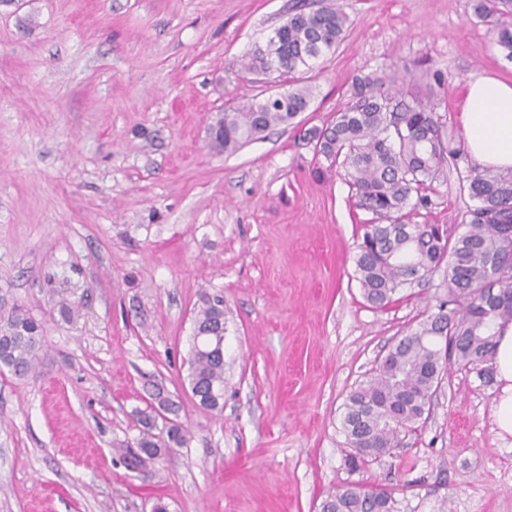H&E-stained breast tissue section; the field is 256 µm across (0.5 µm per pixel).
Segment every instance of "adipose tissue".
<instances>
[{
	"instance_id": "obj_1",
	"label": "adipose tissue",
	"mask_w": 512,
	"mask_h": 512,
	"mask_svg": "<svg viewBox=\"0 0 512 512\" xmlns=\"http://www.w3.org/2000/svg\"><path fill=\"white\" fill-rule=\"evenodd\" d=\"M469 154L490 169L512 168V82L481 75L469 81L460 114ZM499 429L512 434V323L500 333L495 356Z\"/></svg>"
}]
</instances>
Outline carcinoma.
<instances>
[{
	"mask_svg": "<svg viewBox=\"0 0 512 512\" xmlns=\"http://www.w3.org/2000/svg\"><path fill=\"white\" fill-rule=\"evenodd\" d=\"M474 12L490 27L496 44L512 60V0H475ZM349 19L336 3L294 7L266 48L257 49L246 71L293 75L309 70L335 52ZM353 91L333 119L306 132L317 152L344 171L359 208L373 215L364 225L354 258L363 298L383 308L414 282L442 269L448 299L392 346L385 357L348 394L341 419L348 444L360 456H374L398 443L399 434L428 413L436 388L452 367L494 381L493 356L499 329L512 322V170H476L458 174L475 205L468 230L453 239L438 224H414L410 214L428 204L424 191L447 167L459 168L460 151L448 139L445 122L434 108L404 85L356 76ZM311 93L289 84L276 96L250 101L224 112L212 147L232 153L268 130L308 109ZM57 312L70 322L78 306L58 292ZM193 334L212 342L191 348L184 379L196 403L224 410V297L200 298ZM44 342V325L20 309L0 313V369L15 378L35 374ZM146 432L139 453L127 459L137 470L163 452L182 447L187 429L168 422L166 438L152 434L156 417L143 414ZM321 512H394L391 493L348 485L321 503Z\"/></svg>",
	"mask_w": 512,
	"mask_h": 512,
	"instance_id": "1",
	"label": "carcinoma"
}]
</instances>
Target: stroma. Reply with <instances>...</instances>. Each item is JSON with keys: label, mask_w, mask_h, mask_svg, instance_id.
Returning <instances> with one entry per match:
<instances>
[{"label": "stroma", "mask_w": 512, "mask_h": 512, "mask_svg": "<svg viewBox=\"0 0 512 512\" xmlns=\"http://www.w3.org/2000/svg\"><path fill=\"white\" fill-rule=\"evenodd\" d=\"M295 2L0 6V311L22 306L46 336L34 377L0 374V512H319L347 485L391 492L396 512H512L498 388L462 370L391 454L350 465L347 395L448 287L438 272L386 308L364 301L353 258L372 215L300 136L332 120L354 77L395 74L464 148L467 82L512 81V61L473 0H339L351 25L301 76L308 110L215 151L219 114L277 89L243 67ZM428 195L411 221L464 233L455 171ZM205 292L224 296L219 416L183 387ZM158 387L187 440L134 471L123 455Z\"/></svg>", "instance_id": "stroma-1"}]
</instances>
